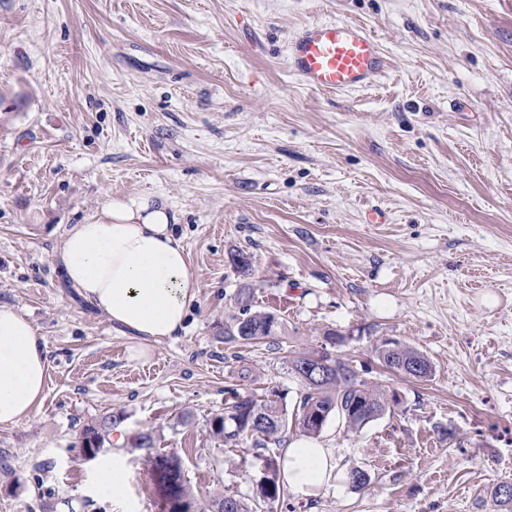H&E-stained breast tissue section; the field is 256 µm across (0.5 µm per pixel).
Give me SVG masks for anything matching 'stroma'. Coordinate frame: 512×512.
Listing matches in <instances>:
<instances>
[{
    "label": "stroma",
    "mask_w": 512,
    "mask_h": 512,
    "mask_svg": "<svg viewBox=\"0 0 512 512\" xmlns=\"http://www.w3.org/2000/svg\"><path fill=\"white\" fill-rule=\"evenodd\" d=\"M336 18L388 56L364 90L290 75L287 41ZM150 197L177 221L197 300L179 337L139 338L67 283L66 230L112 200ZM386 212L382 224L366 214ZM244 254L241 272L232 261ZM281 335L224 342L240 289ZM0 305L44 336L46 397L0 427V512H159L148 456L120 449L121 502L73 444L100 415L151 428L198 500L256 495L244 440L207 421L237 385L294 405L299 353L330 351L397 391L391 412L317 438L370 483L286 495L274 512H501L512 482V0H0ZM391 339L433 364L406 378ZM248 378H241V370ZM378 359L391 371L413 379L431 376L433 365L420 351L395 341H383L375 347Z\"/></svg>",
    "instance_id": "1"
}]
</instances>
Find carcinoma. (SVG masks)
Here are the masks:
<instances>
[{
    "instance_id": "carcinoma-1",
    "label": "carcinoma",
    "mask_w": 512,
    "mask_h": 512,
    "mask_svg": "<svg viewBox=\"0 0 512 512\" xmlns=\"http://www.w3.org/2000/svg\"><path fill=\"white\" fill-rule=\"evenodd\" d=\"M238 311L224 322V343L247 345L273 338L282 331V322L269 312L252 310L248 288L240 289L236 300ZM378 359L391 371L413 379L431 376L433 365L420 351L395 341H384L375 347ZM323 373L312 374L305 368L309 355L301 353L290 360V371L304 385V392L293 409L274 397H260L245 388L225 389L224 409L209 420L210 434L221 445L235 447L247 439L259 451L258 457L274 449L272 455L284 451V434L298 429L310 436L320 434L334 416L351 431H359L380 418L399 403L396 392H389L361 379L353 361L343 355L321 354ZM123 418L112 412L100 416L83 428L75 447L110 448L112 432ZM157 435L149 428L135 436L133 447L152 458L153 478L159 488L160 512H253L236 493L225 491L205 503L198 502L185 479L181 459L173 452L153 454ZM255 507L274 503L285 497L286 490L276 461L269 459L255 478Z\"/></svg>"
}]
</instances>
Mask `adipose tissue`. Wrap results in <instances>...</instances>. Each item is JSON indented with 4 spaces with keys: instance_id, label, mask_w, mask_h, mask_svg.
<instances>
[{
    "instance_id": "1",
    "label": "adipose tissue",
    "mask_w": 512,
    "mask_h": 512,
    "mask_svg": "<svg viewBox=\"0 0 512 512\" xmlns=\"http://www.w3.org/2000/svg\"><path fill=\"white\" fill-rule=\"evenodd\" d=\"M57 261L85 299L145 340L174 338L198 294L169 214L145 198L110 202L101 220L72 225ZM46 372L44 337L19 311L0 306V427L17 426L41 407ZM336 468L333 449L297 438L282 474L290 492L308 497L333 485Z\"/></svg>"
}]
</instances>
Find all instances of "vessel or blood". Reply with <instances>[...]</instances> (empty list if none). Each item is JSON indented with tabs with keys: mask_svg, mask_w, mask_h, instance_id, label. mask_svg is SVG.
<instances>
[{
	"mask_svg": "<svg viewBox=\"0 0 512 512\" xmlns=\"http://www.w3.org/2000/svg\"><path fill=\"white\" fill-rule=\"evenodd\" d=\"M287 67L307 87L326 92L365 88L385 73L387 57L364 27L322 19L302 25L288 41Z\"/></svg>",
	"mask_w": 512,
	"mask_h": 512,
	"instance_id": "b4317fda",
	"label": "vessel or blood"
}]
</instances>
